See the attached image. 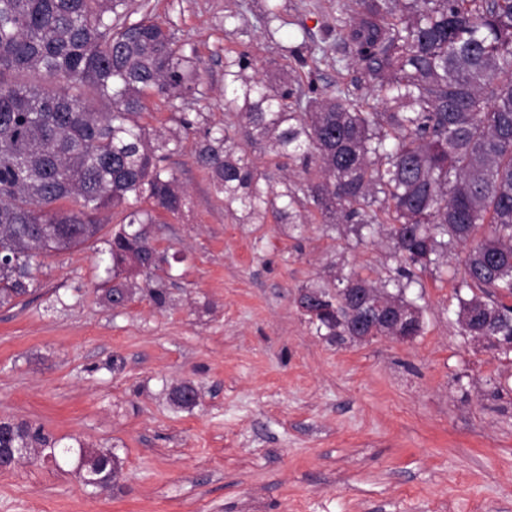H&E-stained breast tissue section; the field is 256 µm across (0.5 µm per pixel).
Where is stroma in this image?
Masks as SVG:
<instances>
[{"mask_svg": "<svg viewBox=\"0 0 512 512\" xmlns=\"http://www.w3.org/2000/svg\"><path fill=\"white\" fill-rule=\"evenodd\" d=\"M206 68L187 101L196 126L171 156L186 205L150 225L174 264L165 307L113 308L106 239L42 256L25 304L0 307V419L43 427L58 446L112 449L116 484L24 459L0 472V512H512V354L457 320L456 261L406 292L423 329L407 342H328L296 306L307 285L398 262L385 232L347 224L248 221L224 209L194 150L223 124L224 61L292 64L336 0H130ZM275 8L277 20L259 19ZM192 381L196 406L171 390Z\"/></svg>", "mask_w": 512, "mask_h": 512, "instance_id": "stroma-1", "label": "stroma"}]
</instances>
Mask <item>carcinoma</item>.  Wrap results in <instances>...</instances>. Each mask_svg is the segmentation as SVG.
<instances>
[{
  "instance_id": "1",
  "label": "carcinoma",
  "mask_w": 512,
  "mask_h": 512,
  "mask_svg": "<svg viewBox=\"0 0 512 512\" xmlns=\"http://www.w3.org/2000/svg\"><path fill=\"white\" fill-rule=\"evenodd\" d=\"M347 18L322 43L291 50L300 67L326 57L327 40L357 66L355 90L326 94L275 62L249 76L244 53L224 65L225 105L238 125L206 131L196 161L224 208L259 222L296 224L301 211L325 224H351L357 236L388 225L398 277L355 281L414 306L406 288L459 243L464 334L512 339V0H339ZM202 61L174 34L126 0H0V306L30 293L37 258L80 247L101 231L93 216L122 208L108 254L115 283L106 292L167 302L172 263L149 237L158 212L185 206L165 165L179 140L156 142L142 123L147 101L179 110L203 94ZM108 103L91 108L90 97ZM265 141L277 169L299 167L303 181L277 192L241 141ZM143 199L153 202L141 209ZM309 322L336 335V315ZM180 384L179 409L196 402ZM15 448L74 459L84 485L104 488L120 473L107 449L59 448L40 426L0 420V471Z\"/></svg>"
}]
</instances>
